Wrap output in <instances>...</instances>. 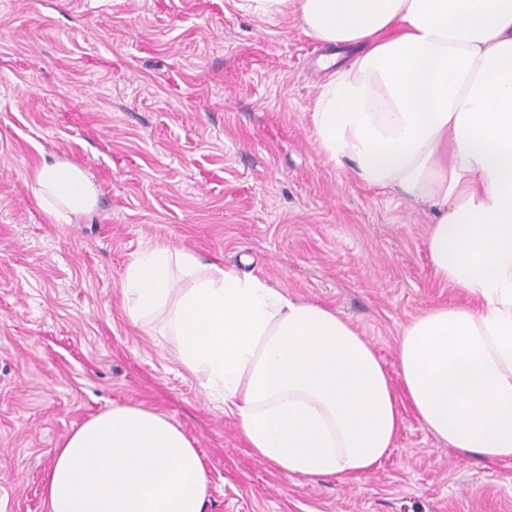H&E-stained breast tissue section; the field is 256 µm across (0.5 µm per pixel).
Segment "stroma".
I'll use <instances>...</instances> for the list:
<instances>
[{
  "instance_id": "stroma-1",
  "label": "stroma",
  "mask_w": 512,
  "mask_h": 512,
  "mask_svg": "<svg viewBox=\"0 0 512 512\" xmlns=\"http://www.w3.org/2000/svg\"><path fill=\"white\" fill-rule=\"evenodd\" d=\"M239 0H0V512H47L53 450L114 403L165 416L205 462V512H512L482 466L409 406L372 471L287 478L253 455L121 282L154 244L264 278L346 319L395 393L404 328L468 303L426 252L431 205L330 161L311 121L328 45ZM82 168L94 207L55 221L32 175Z\"/></svg>"
}]
</instances>
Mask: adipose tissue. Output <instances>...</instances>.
I'll list each match as a JSON object with an SVG mask.
<instances>
[{
  "label": "adipose tissue",
  "mask_w": 512,
  "mask_h": 512,
  "mask_svg": "<svg viewBox=\"0 0 512 512\" xmlns=\"http://www.w3.org/2000/svg\"><path fill=\"white\" fill-rule=\"evenodd\" d=\"M261 19L360 54L333 71L312 123L326 156L368 185L430 203L431 265L470 296L404 329L408 405L435 438L490 465L512 461V0H241ZM35 195L56 219L93 208L77 165L44 163ZM188 287H178V279ZM133 323L160 321L182 366L234 415L255 456L285 476L370 471L401 416L372 347L335 312L256 275L168 245L122 279ZM48 512H204L209 481L166 417L121 404L55 448Z\"/></svg>",
  "instance_id": "1"
}]
</instances>
